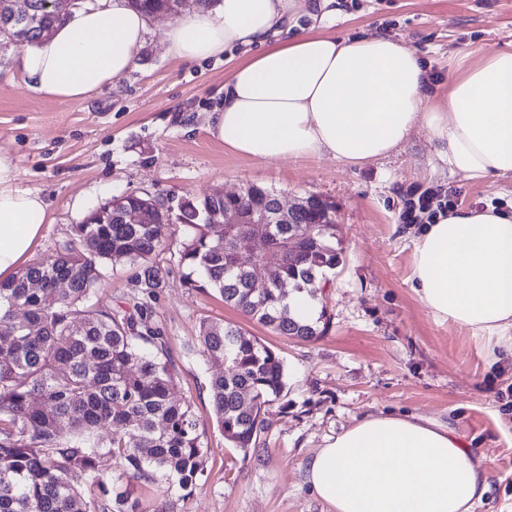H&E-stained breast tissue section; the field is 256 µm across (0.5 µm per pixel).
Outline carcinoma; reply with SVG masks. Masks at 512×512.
I'll list each match as a JSON object with an SVG mask.
<instances>
[{
  "label": "carcinoma",
  "instance_id": "1",
  "mask_svg": "<svg viewBox=\"0 0 512 512\" xmlns=\"http://www.w3.org/2000/svg\"><path fill=\"white\" fill-rule=\"evenodd\" d=\"M176 0H128L147 15L174 11ZM45 0H30L29 19L0 11V48L8 36L33 46L66 19ZM276 196L260 187L222 199H186L179 212L162 210L151 224H127L114 214L105 222L92 208L72 238L55 254L0 282V512H138V500L123 480L152 479L187 489L195 483L205 446L191 407L174 398L176 368L168 336L155 323L144 296L165 285V269L152 261L167 233L181 234L180 263L191 270L185 285L212 288L246 318L281 336L317 340L327 324L300 321L290 312L281 285L311 299L323 294L326 272L339 263L334 207L305 198L284 223L251 224L282 247L268 287L255 288L236 265L224 228L208 214H251L256 196ZM139 266L127 306L100 309L91 303L106 268ZM207 361L222 372L208 380L214 421L229 447L248 452L270 427V406L287 385L283 359L241 329L204 320L197 336ZM107 451L119 474L99 471ZM84 471L90 489L68 481ZM107 500H91L92 489Z\"/></svg>",
  "mask_w": 512,
  "mask_h": 512
}]
</instances>
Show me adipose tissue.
<instances>
[{"mask_svg": "<svg viewBox=\"0 0 512 512\" xmlns=\"http://www.w3.org/2000/svg\"><path fill=\"white\" fill-rule=\"evenodd\" d=\"M305 0H218L167 23L169 57L217 58L258 47L224 82L208 131L230 152L263 161L327 156L357 165L425 130L450 174H512V50L466 67L437 99L418 54L389 35L308 32L280 39ZM148 19L126 0L73 10L25 50L19 68L38 94L72 101L132 71ZM0 149V280L30 255L50 205L20 188ZM410 279L432 319L467 329L488 356L512 351V215L459 208L412 239ZM304 477L333 512H470L489 487L482 454L422 416L370 413L310 455Z\"/></svg>", "mask_w": 512, "mask_h": 512, "instance_id": "adipose-tissue-1", "label": "adipose tissue"}]
</instances>
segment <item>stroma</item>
I'll return each instance as SVG.
<instances>
[{
	"label": "stroma",
	"mask_w": 512,
	"mask_h": 512,
	"mask_svg": "<svg viewBox=\"0 0 512 512\" xmlns=\"http://www.w3.org/2000/svg\"><path fill=\"white\" fill-rule=\"evenodd\" d=\"M166 22L150 19L134 70L79 102L31 91L18 67L21 48L0 52V148L15 157L19 186L41 190L51 203L52 221L32 261L53 254L86 210L114 195L148 192L174 206L257 185L286 205L309 195L333 205L340 262L328 273L327 331L304 341L250 321L214 291L186 287L179 241L168 240L158 256L166 284L156 291L153 320L169 338L175 396L191 405L208 450L187 490L161 497L154 485L131 481L142 512H333L305 484L303 463L376 410L450 425L490 468L489 490L471 512H512V407L497 398L512 390V356L490 361L468 331L427 315L412 290L409 227L399 219L407 190L430 186L455 188L459 205L476 209L502 200L512 213V175L450 174L422 131L397 152L358 166L235 155L206 124L248 49L180 62L164 52ZM292 30L399 37L429 66L443 97L450 77L481 52L512 49V0H329L298 13ZM204 320L241 328L285 363L288 412L271 410L264 447L246 455L228 448L212 422L207 381L217 367L191 347Z\"/></svg>",
	"instance_id": "1"
}]
</instances>
